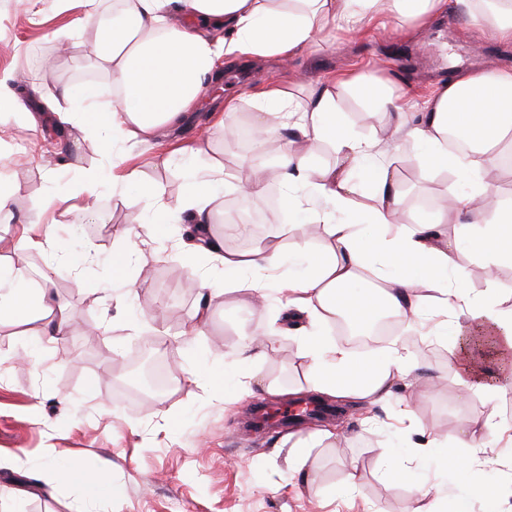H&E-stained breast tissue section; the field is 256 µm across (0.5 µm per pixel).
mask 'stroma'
Masks as SVG:
<instances>
[{"label": "stroma", "instance_id": "1", "mask_svg": "<svg viewBox=\"0 0 512 512\" xmlns=\"http://www.w3.org/2000/svg\"><path fill=\"white\" fill-rule=\"evenodd\" d=\"M93 23L79 0H0V76L12 78L19 105L0 112V174L14 188L8 222L0 225V262L24 254L35 287L52 270L54 301L73 322H90L97 336L70 331L57 340L36 337V323L0 318V512H507L512 507V438L494 445L490 465L467 478L460 500L456 475L444 453L417 458L415 481L388 478L393 453L411 452L420 433L455 438L479 428L488 412L479 395L462 398L452 360L454 341L430 333L417 316L403 321L393 340L420 381L415 390L395 384L386 400L347 407L339 420L302 425L292 432L248 437L244 417L260 403L280 407L307 393L312 363L298 319L275 325L282 306L281 285L302 275L303 265L286 261L268 279L263 308L254 310L251 292L229 289L209 296L203 285H223L224 270L192 246L184 225L156 218L164 203L185 193V165L204 169L234 163L249 170L248 154L224 138L217 103L233 97L234 122H251L253 96L268 86L298 103L348 74L390 84L413 99L431 95L449 74L475 68L512 66V44L473 25L461 4L425 27L399 26L381 14L356 31L332 30L308 49L273 58L225 62L209 84L192 121L168 131L166 145L116 139L99 146L100 134L79 126L59 97L74 70L89 66ZM61 32L60 42L49 41ZM410 157L399 176L398 194L413 221L430 219L441 198L460 195L458 173L421 174L418 151L401 144L376 154V161ZM123 167H116V159ZM139 168L143 182L157 187L153 198L123 181L124 166ZM95 188V215L85 218L78 190ZM250 208L266 209L269 240L292 248L298 238L310 246L324 241L322 225L299 223L282 205L260 195ZM51 225L56 248L24 250L23 224ZM132 258L121 275L113 264ZM468 291L497 288L512 309V265L487 276L481 264L468 268ZM210 317L185 335L198 307ZM275 330L274 351L252 364L238 360L244 328ZM152 345L159 359H173L171 389L140 396L131 355ZM253 377L252 393L236 384ZM285 390L267 395L265 383ZM329 429L335 436L318 439ZM309 445L310 479L297 473ZM79 464L82 484H44L46 466ZM356 466L358 486L344 489V470ZM109 476L115 493L99 503L85 488Z\"/></svg>", "mask_w": 512, "mask_h": 512}]
</instances>
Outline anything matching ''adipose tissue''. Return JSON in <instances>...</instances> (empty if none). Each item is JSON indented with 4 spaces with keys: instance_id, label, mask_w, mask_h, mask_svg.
I'll return each instance as SVG.
<instances>
[{
    "instance_id": "ef3b65f1",
    "label": "adipose tissue",
    "mask_w": 512,
    "mask_h": 512,
    "mask_svg": "<svg viewBox=\"0 0 512 512\" xmlns=\"http://www.w3.org/2000/svg\"><path fill=\"white\" fill-rule=\"evenodd\" d=\"M469 16L501 42L512 43V0H466ZM119 21L97 32L89 49L92 65L112 78L117 91L111 111L91 114L92 92L73 85L60 93L83 123L98 119L112 137L145 143L187 115L199 103L220 59L279 57L301 52L332 27L349 30L365 18L388 12L403 24L425 26L443 13L448 0H118ZM350 89L366 118L384 113L390 135L421 146V173L452 168L472 179V188L454 206L476 217L455 237L443 231L441 218L400 224L397 176L390 166L378 168L366 202H358L353 182L366 166L372 142L360 138L342 121L329 86L313 93L300 109L287 104L281 89L270 86L256 97L252 127L270 136L285 127L305 142L328 144L336 155L332 166L315 167L311 154L283 146L271 170H257L241 193L242 200L261 195L267 178L286 187H305L309 204L304 221L324 228V243L310 247L296 240L292 257L304 264L301 278L289 280L288 308L304 315L313 331L305 339L320 394L351 402L389 397L395 381L410 373L396 346L370 350L364 358L327 342L322 331L343 316L369 325L381 310L399 316L424 309H466L452 329L457 339L456 364L461 383L495 395L501 381L512 379V310L500 308L496 290L470 294L463 284L472 259L487 266L512 264V198L486 181L489 166L505 159L512 144V67L459 72L430 97L403 108L382 81L349 75ZM456 127L469 151H449L448 129ZM189 191L167 205L174 221L195 223L198 236L210 231V211L223 170H187ZM360 212L364 225L345 223L344 215ZM278 244L238 252H214L225 272H251L241 288L258 291V275L277 268ZM374 270L375 288L362 289L361 273ZM54 280L42 273L36 287L0 293V313L22 323L38 322V335L52 339L68 332L69 320L41 315L51 303Z\"/></svg>"
}]
</instances>
